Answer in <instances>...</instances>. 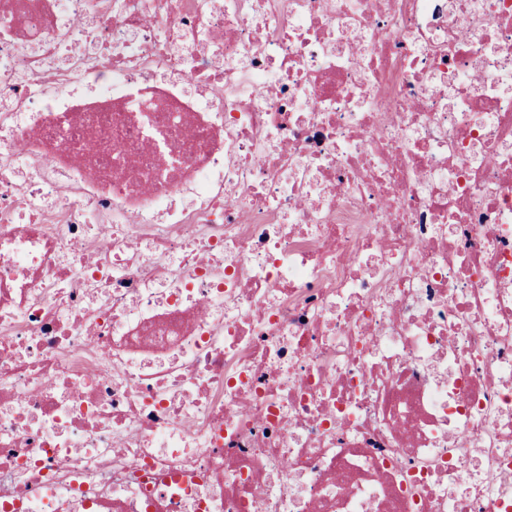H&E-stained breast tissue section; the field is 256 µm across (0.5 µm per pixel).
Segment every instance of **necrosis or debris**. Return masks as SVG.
Listing matches in <instances>:
<instances>
[{"label": "necrosis or debris", "mask_w": 512, "mask_h": 512, "mask_svg": "<svg viewBox=\"0 0 512 512\" xmlns=\"http://www.w3.org/2000/svg\"><path fill=\"white\" fill-rule=\"evenodd\" d=\"M1 18L0 512H512V0Z\"/></svg>", "instance_id": "obj_1"}]
</instances>
